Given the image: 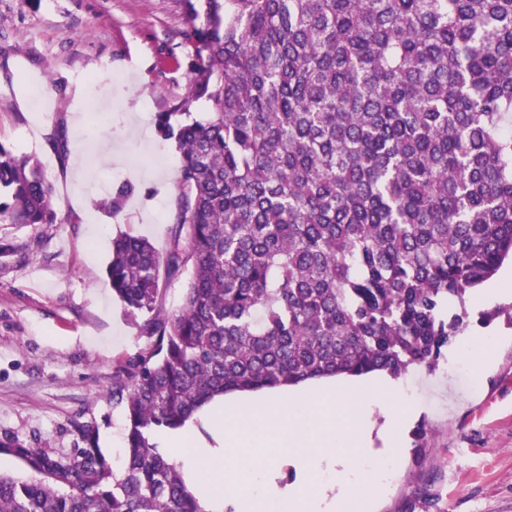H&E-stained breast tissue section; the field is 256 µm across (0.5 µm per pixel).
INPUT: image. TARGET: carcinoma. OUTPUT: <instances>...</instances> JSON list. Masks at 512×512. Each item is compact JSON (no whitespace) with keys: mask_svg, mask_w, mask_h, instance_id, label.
<instances>
[{"mask_svg":"<svg viewBox=\"0 0 512 512\" xmlns=\"http://www.w3.org/2000/svg\"><path fill=\"white\" fill-rule=\"evenodd\" d=\"M165 251L122 233L106 268L148 347L114 365L121 470L17 446L0 512H205L156 437L217 396L435 370L472 291L512 261V0H184ZM130 189L101 203L119 211ZM42 166L0 141V223H57ZM186 277L166 312L162 281Z\"/></svg>","mask_w":512,"mask_h":512,"instance_id":"carcinoma-1","label":"carcinoma"}]
</instances>
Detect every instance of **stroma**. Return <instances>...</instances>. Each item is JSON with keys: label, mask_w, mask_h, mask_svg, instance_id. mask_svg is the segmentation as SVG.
I'll list each match as a JSON object with an SVG mask.
<instances>
[{"label": "stroma", "mask_w": 512, "mask_h": 512, "mask_svg": "<svg viewBox=\"0 0 512 512\" xmlns=\"http://www.w3.org/2000/svg\"><path fill=\"white\" fill-rule=\"evenodd\" d=\"M183 0H0V140L46 161L56 223L0 224V471H34L16 444L49 453L83 447L91 430L113 469H120L124 418L112 401L114 363L148 344L113 295L106 267L121 232L165 248L177 214L175 140L155 128L189 94L191 47L184 38ZM98 100L87 103L85 79ZM40 83L46 103L29 107ZM132 92L141 111H125ZM112 118L111 134L86 139L97 164L74 167L48 140L70 121ZM32 141H22L26 129ZM134 191L110 215L95 203L121 183ZM512 281V266L471 301L465 333L492 337V364L479 388L448 371L416 368L397 378L405 396L392 406L412 418L396 482L383 493L360 489L351 512H410L421 492L433 512H512V321L482 326L480 312L504 305L495 290Z\"/></svg>", "instance_id": "obj_1"}]
</instances>
